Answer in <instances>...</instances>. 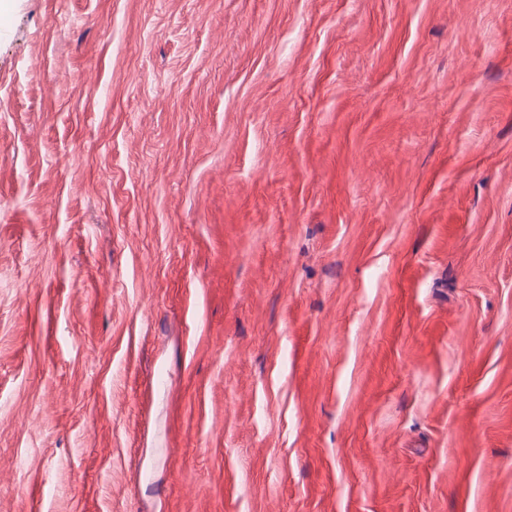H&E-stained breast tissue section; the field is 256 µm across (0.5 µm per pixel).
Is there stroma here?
Segmentation results:
<instances>
[{"label": "stroma", "instance_id": "stroma-1", "mask_svg": "<svg viewBox=\"0 0 512 512\" xmlns=\"http://www.w3.org/2000/svg\"><path fill=\"white\" fill-rule=\"evenodd\" d=\"M0 21V512H512V0Z\"/></svg>", "mask_w": 512, "mask_h": 512}]
</instances>
